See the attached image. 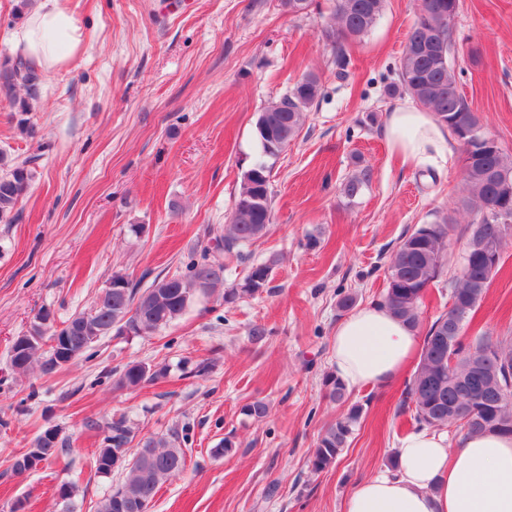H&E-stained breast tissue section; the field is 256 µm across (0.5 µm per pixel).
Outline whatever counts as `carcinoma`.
I'll return each instance as SVG.
<instances>
[{
    "label": "carcinoma",
    "instance_id": "1",
    "mask_svg": "<svg viewBox=\"0 0 512 512\" xmlns=\"http://www.w3.org/2000/svg\"><path fill=\"white\" fill-rule=\"evenodd\" d=\"M384 2L332 0L331 24L325 27L324 37L334 52L338 78L346 77L349 65L344 42L367 35L381 16ZM459 7L460 0H419V11L400 57L398 81L386 89L387 95H406L433 113L458 142L462 155L458 205L470 216L461 229L466 242L456 274L448 280L451 305L432 321L423 336L419 361L406 383L400 411L409 413L418 428L453 426L465 436L487 431L511 435L512 336H478L467 343L465 334L469 317L480 306L498 271L504 243L512 238V155L484 129L460 92V72L453 62ZM38 81L29 61L7 58L0 62V94L20 103L17 127L29 136L33 129L25 115L30 112V101L38 98ZM19 87L26 89L27 98L17 99ZM321 90L319 77L305 74L279 100L259 112L256 134L260 155L241 174L230 223L224 225V235L214 238L213 246L206 248L200 259L190 260L184 274L157 278L142 290L125 275L114 272L92 308L60 323L51 322L50 335L66 337L68 351L78 358L95 345L89 339L91 327L99 337L110 333L149 336L224 280L223 255L233 253L247 260L242 248L263 236L272 222L268 159L279 155L294 139ZM31 163L30 159L18 162L0 154L1 219L29 193ZM370 177V171L364 170L347 180L343 185L345 197L354 199ZM454 223L450 214H436L432 222L403 236L390 257L379 305L414 330L421 323L424 294L448 262L445 239L449 225ZM278 262L273 254L250 263L245 276L224 289V303L234 304L265 292ZM132 311L136 314L134 321L126 318ZM488 348L496 349V357L478 363L479 353ZM8 361L11 369L23 373L38 368L51 374L69 367V363L60 362L57 352L42 348L37 339L22 350L11 344ZM166 373L164 367L130 362L119 371L115 387L136 388ZM325 386L330 400L345 401L347 387L334 374L326 376ZM361 414L362 406L354 405L320 434L311 451L312 471L322 472L336 462ZM132 439L121 417L110 424L104 446L95 453L97 473L108 476L119 467L127 469L124 481L101 501L98 512H141L161 486L185 467L184 437L179 430L150 437L133 450L127 447Z\"/></svg>",
    "mask_w": 512,
    "mask_h": 512
}]
</instances>
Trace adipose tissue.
Masks as SVG:
<instances>
[{"label": "adipose tissue", "mask_w": 512, "mask_h": 512, "mask_svg": "<svg viewBox=\"0 0 512 512\" xmlns=\"http://www.w3.org/2000/svg\"><path fill=\"white\" fill-rule=\"evenodd\" d=\"M25 57L51 69L80 49L75 16L60 0H37L15 36ZM390 152L421 166L445 156L450 134L433 113L400 100L385 127ZM418 347L414 330L385 308L366 305L339 322L332 337V369L351 388L396 379ZM398 467L359 484L344 512H512V436L483 433L450 449L443 433L418 430L400 438Z\"/></svg>", "instance_id": "obj_1"}]
</instances>
